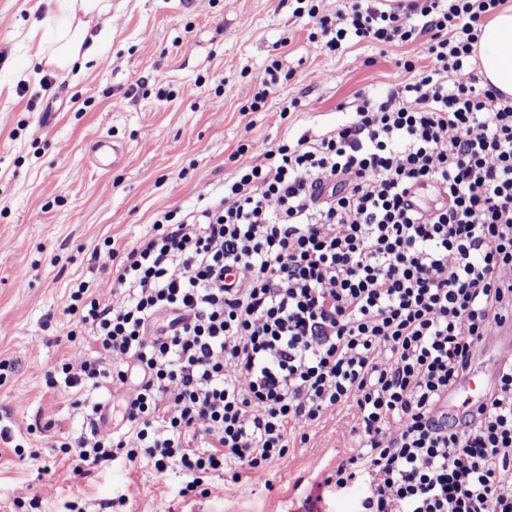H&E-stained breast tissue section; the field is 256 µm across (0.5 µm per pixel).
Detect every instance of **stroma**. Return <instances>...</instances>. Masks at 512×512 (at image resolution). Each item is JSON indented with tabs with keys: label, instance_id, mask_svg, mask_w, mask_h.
I'll use <instances>...</instances> for the list:
<instances>
[{
	"label": "stroma",
	"instance_id": "1",
	"mask_svg": "<svg viewBox=\"0 0 512 512\" xmlns=\"http://www.w3.org/2000/svg\"><path fill=\"white\" fill-rule=\"evenodd\" d=\"M295 8V0H112L110 26L90 31L111 65L74 81L32 57L29 34L55 0H0V430L24 446L19 456L0 441V512H300L309 497L321 512H356L364 485L339 492L323 482L352 452L350 410L296 425L286 459L263 480L218 477L207 497H184L179 470L161 475L143 459L120 457L74 478L58 441L89 434L100 401L121 428L129 389L46 385L72 350V285L106 278L104 240L131 247L159 212L221 195L239 146L259 163L276 142L334 130L357 91L384 92L408 80L402 61L424 63L416 41L319 51L312 19ZM274 60L283 77L249 111ZM46 75L53 83L43 91ZM210 98L220 110L207 107ZM290 99L299 106L281 117ZM102 136L123 146L120 165L95 163Z\"/></svg>",
	"mask_w": 512,
	"mask_h": 512
}]
</instances>
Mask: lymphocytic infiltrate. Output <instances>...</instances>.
<instances>
[{"instance_id":"lymphocytic-infiltrate-1","label":"lymphocytic infiltrate","mask_w":512,"mask_h":512,"mask_svg":"<svg viewBox=\"0 0 512 512\" xmlns=\"http://www.w3.org/2000/svg\"><path fill=\"white\" fill-rule=\"evenodd\" d=\"M502 3L310 6L320 50L422 34L425 66L404 61L409 82L357 93L336 130L271 145L218 200L108 249L121 302L73 286L88 341L50 385L141 376L122 432L61 440L74 474L142 457L205 497L284 459L290 424L351 402L358 448L325 482L366 480L358 512H512V363L468 423L436 420L475 343L512 318V99L478 85L472 53Z\"/></svg>"}]
</instances>
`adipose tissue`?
I'll return each instance as SVG.
<instances>
[{
    "label": "adipose tissue",
    "instance_id": "obj_1",
    "mask_svg": "<svg viewBox=\"0 0 512 512\" xmlns=\"http://www.w3.org/2000/svg\"><path fill=\"white\" fill-rule=\"evenodd\" d=\"M107 13L103 0H57L55 14L43 22L54 39L48 44L38 43V62L61 69L74 65L82 68L97 61V54L86 45V36L91 26ZM474 50L483 82L512 98V9L495 14L484 25Z\"/></svg>",
    "mask_w": 512,
    "mask_h": 512
}]
</instances>
